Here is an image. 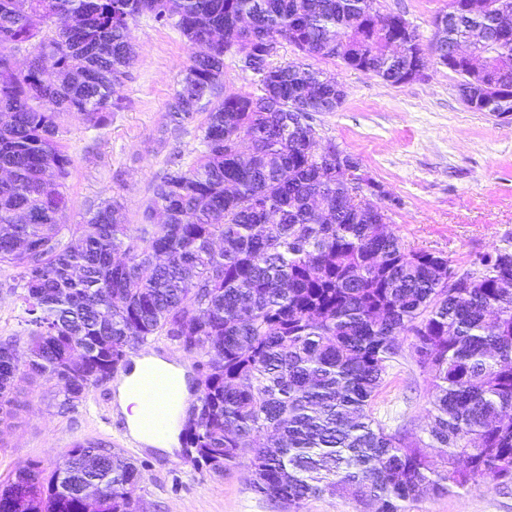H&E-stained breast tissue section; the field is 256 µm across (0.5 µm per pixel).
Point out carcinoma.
I'll use <instances>...</instances> for the list:
<instances>
[{
	"instance_id": "cac0c4a2",
	"label": "carcinoma",
	"mask_w": 512,
	"mask_h": 512,
	"mask_svg": "<svg viewBox=\"0 0 512 512\" xmlns=\"http://www.w3.org/2000/svg\"><path fill=\"white\" fill-rule=\"evenodd\" d=\"M374 0H0V266L16 270L28 358L0 343V413L18 383L44 377L72 408L150 336L200 350L203 382L184 418L194 467L245 465L254 489L297 512L324 494L361 512H407L425 493L486 478L512 482V249L485 254L476 285L448 283V259L411 248L376 224L387 210L348 205L336 155L320 154L312 114L334 112L335 81L304 62L336 57L395 85L390 55L401 14L372 21ZM172 22L193 48L169 104L178 124L203 117L204 149L153 188L142 223L116 200L65 224L71 159L65 118L112 115L132 29ZM247 16L251 26L237 20ZM498 11L448 20L444 44L472 40L512 87V31ZM288 43L298 58L276 62ZM24 50L30 65L15 72ZM257 75L261 94L224 86L226 59ZM474 112H512V91ZM250 139L249 153L236 142ZM431 380L428 439L391 432L372 402L404 352ZM66 450L48 477L20 469L0 485V512H85L82 488L112 490L98 512H135L142 480L119 450L93 468ZM430 448L462 465L440 470Z\"/></svg>"
}]
</instances>
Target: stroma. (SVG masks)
Here are the masks:
<instances>
[{
    "instance_id": "1",
    "label": "stroma",
    "mask_w": 512,
    "mask_h": 512,
    "mask_svg": "<svg viewBox=\"0 0 512 512\" xmlns=\"http://www.w3.org/2000/svg\"><path fill=\"white\" fill-rule=\"evenodd\" d=\"M374 6L404 14L428 44L433 19L447 10L448 0H375ZM133 35L135 60L117 90L110 122L90 128L79 117L67 120L73 165L65 223L81 222L85 201L111 198L123 203L127 223H138L169 165H189L203 149L196 123L176 130L168 114L191 55L186 40L173 25L147 16ZM308 63L346 91L336 111L314 114V128L356 157L362 174L385 190L380 203L393 232L411 247L442 253L458 272L471 269L481 255L512 246V114L471 111L460 96L459 76L434 61L423 80L401 85L337 58ZM14 276L12 268H0V341L11 342L23 358L28 338ZM116 392V379L96 383L66 410L54 382L21 383L19 408L0 426V481L33 465L51 472L62 452L90 441L135 462L143 474L135 495L146 512H285L254 490L246 467L218 476L180 453L130 447ZM429 400V376L406 355L388 368L375 412L389 429L423 438ZM410 512H512V485L487 478L425 495Z\"/></svg>"
}]
</instances>
